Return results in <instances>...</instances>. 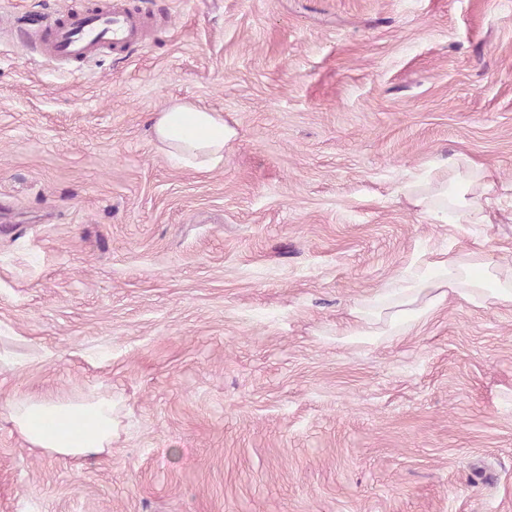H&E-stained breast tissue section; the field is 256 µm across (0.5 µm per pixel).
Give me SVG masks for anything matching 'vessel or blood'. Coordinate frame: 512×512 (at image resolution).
Here are the masks:
<instances>
[{
	"mask_svg": "<svg viewBox=\"0 0 512 512\" xmlns=\"http://www.w3.org/2000/svg\"><path fill=\"white\" fill-rule=\"evenodd\" d=\"M148 13L130 8L126 0L90 10L70 12L64 19L23 34L24 45L42 56L81 63L98 52H127L144 44Z\"/></svg>",
	"mask_w": 512,
	"mask_h": 512,
	"instance_id": "vessel-or-blood-1",
	"label": "vessel or blood"
}]
</instances>
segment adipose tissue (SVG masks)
Masks as SVG:
<instances>
[{"label":"adipose tissue","instance_id":"1","mask_svg":"<svg viewBox=\"0 0 512 512\" xmlns=\"http://www.w3.org/2000/svg\"><path fill=\"white\" fill-rule=\"evenodd\" d=\"M151 132L168 157L180 167L199 173L223 166L224 147L232 136L223 113L191 101L170 103L155 117ZM498 188L491 171L458 153L429 163L404 192L437 223L488 224L496 211ZM494 266L493 257L479 250L465 259L422 260L408 267L397 279L392 325L424 320L447 290L455 288L478 307L511 306L512 285L497 280ZM475 268L480 269V276L471 278L468 288H460L462 275ZM6 408L24 440L48 453L85 460L108 452L112 446L110 399H13L7 401Z\"/></svg>","mask_w":512,"mask_h":512}]
</instances>
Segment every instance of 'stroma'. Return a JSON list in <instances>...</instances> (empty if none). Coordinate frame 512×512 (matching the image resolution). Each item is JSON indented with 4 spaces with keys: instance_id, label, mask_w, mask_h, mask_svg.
I'll return each instance as SVG.
<instances>
[{
    "instance_id": "35a3bbf8",
    "label": "stroma",
    "mask_w": 512,
    "mask_h": 512,
    "mask_svg": "<svg viewBox=\"0 0 512 512\" xmlns=\"http://www.w3.org/2000/svg\"><path fill=\"white\" fill-rule=\"evenodd\" d=\"M107 2L0 0V406L112 400L89 461L0 417V512H512V306L341 340L416 260L512 281V0H127L151 39L82 64L12 25ZM173 99L222 167L152 142ZM458 152L495 223L406 199ZM153 139L177 164L207 173L224 164V147L232 131L224 114L191 101H174L158 112L151 125Z\"/></svg>"
}]
</instances>
